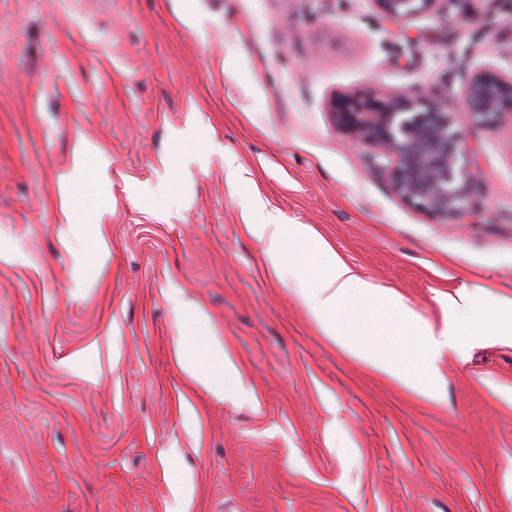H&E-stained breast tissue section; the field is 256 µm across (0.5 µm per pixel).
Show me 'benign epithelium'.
Returning a JSON list of instances; mask_svg holds the SVG:
<instances>
[{"label": "benign epithelium", "instance_id": "1", "mask_svg": "<svg viewBox=\"0 0 512 512\" xmlns=\"http://www.w3.org/2000/svg\"><path fill=\"white\" fill-rule=\"evenodd\" d=\"M379 12L403 22L433 12L442 0H374ZM337 127L371 149L373 168L407 203L439 218L463 213L473 182L451 129L448 103L429 93H386L376 86L333 93L325 103ZM464 106L473 121L492 128L512 121V73L493 65L469 72Z\"/></svg>", "mask_w": 512, "mask_h": 512}]
</instances>
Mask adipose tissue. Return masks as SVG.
<instances>
[{
	"mask_svg": "<svg viewBox=\"0 0 512 512\" xmlns=\"http://www.w3.org/2000/svg\"><path fill=\"white\" fill-rule=\"evenodd\" d=\"M247 230L263 244L275 278L284 275L287 249L297 247L312 255L322 272L298 294L334 343L427 400L443 399L448 381L439 375L436 361L461 337L483 328L470 315L472 298L467 291L441 299L443 321L436 328L423 323L401 297L364 278L316 238L309 225L285 224L278 215L260 209ZM194 324L197 334L179 354L183 368L218 396L243 391L239 371L223 343L210 334L203 318H195Z\"/></svg>",
	"mask_w": 512,
	"mask_h": 512,
	"instance_id": "adipose-tissue-1",
	"label": "adipose tissue"
}]
</instances>
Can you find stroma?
Segmentation results:
<instances>
[{
    "label": "stroma",
    "mask_w": 512,
    "mask_h": 512,
    "mask_svg": "<svg viewBox=\"0 0 512 512\" xmlns=\"http://www.w3.org/2000/svg\"><path fill=\"white\" fill-rule=\"evenodd\" d=\"M487 62L512 71V0L402 23L374 0H0V512H512V122L462 108ZM373 84L447 99L463 217L406 203L336 127L326 99ZM84 140L109 165L66 215ZM257 198L427 323L473 293L486 333L439 361L445 401L324 335L306 252L276 279L246 230ZM194 313L247 397L181 366Z\"/></svg>",
    "instance_id": "obj_1"
}]
</instances>
